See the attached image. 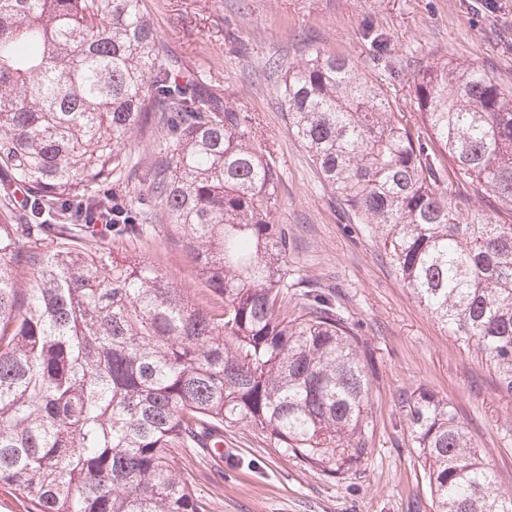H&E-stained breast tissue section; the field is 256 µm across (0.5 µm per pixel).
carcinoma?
<instances>
[{"label":"carcinoma","mask_w":512,"mask_h":512,"mask_svg":"<svg viewBox=\"0 0 512 512\" xmlns=\"http://www.w3.org/2000/svg\"><path fill=\"white\" fill-rule=\"evenodd\" d=\"M417 116L345 56L285 70L288 130L420 305L512 393V223L461 219L457 180L512 212V86L443 55L413 76ZM153 122L145 174L198 280L197 304L142 257L39 250L67 201L99 203ZM252 119L166 54L142 0H0V487L32 512H206L177 454L245 422L275 447L358 468L373 432L366 356L309 288L288 310L279 175ZM31 271L22 281L18 270ZM435 512H512L456 408L400 396Z\"/></svg>","instance_id":"cac0c4a2"}]
</instances>
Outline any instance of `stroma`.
<instances>
[{
	"label": "stroma",
	"mask_w": 512,
	"mask_h": 512,
	"mask_svg": "<svg viewBox=\"0 0 512 512\" xmlns=\"http://www.w3.org/2000/svg\"><path fill=\"white\" fill-rule=\"evenodd\" d=\"M165 50L182 69L202 76L219 96L248 113L257 143L280 177L277 223L287 225L294 250L291 280L331 294L370 360L374 432L358 470L328 473L274 448L247 423L224 431V457L210 449L183 451L180 468L209 512H433L412 448L403 393L431 391L453 403L481 449L500 489L512 491V393L499 389L474 349L434 322L391 268L383 246L354 224L323 184L284 119V71L313 49L347 56L378 80H392L395 111L410 116V91L422 65L447 55L486 69L512 85V0H144ZM388 43L375 58L365 27ZM168 125L135 134L127 148L134 175L101 201L151 216L147 236L127 239L108 227L74 225L46 233L43 249H110L139 254L174 287L209 309L220 306L191 272L180 235L139 182L168 140Z\"/></svg>",
	"instance_id": "1"
}]
</instances>
